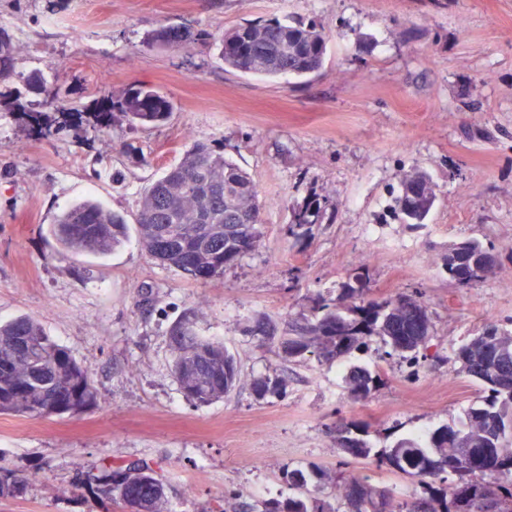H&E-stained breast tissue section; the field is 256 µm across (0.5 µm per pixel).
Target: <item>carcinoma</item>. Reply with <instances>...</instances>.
<instances>
[{
    "instance_id": "obj_1",
    "label": "carcinoma",
    "mask_w": 512,
    "mask_h": 512,
    "mask_svg": "<svg viewBox=\"0 0 512 512\" xmlns=\"http://www.w3.org/2000/svg\"><path fill=\"white\" fill-rule=\"evenodd\" d=\"M327 35L316 25H290L277 19L245 23L219 36L189 27H163L146 42L149 47L173 50L197 44L216 46L224 64L243 74L264 77L306 76L323 61ZM15 45L8 30L0 27V81L15 76ZM34 90L45 95V104L69 114L56 94L44 88L38 77L28 78ZM118 111L131 126H158L167 121L173 105L159 91L134 85L96 113L107 126L110 113ZM435 192L423 172L403 176L394 198L393 216L402 224L418 226L432 208ZM262 201L252 177L224 153L195 140L180 161L155 180L138 200L136 237L142 248L161 264L182 271L196 281L207 282L224 272L260 244ZM296 222L291 233L300 238L313 234L325 219L317 199L293 207ZM57 242L74 255L106 258L128 242L130 227L125 216L100 204L83 200L72 204L50 225ZM490 248L469 240L448 249L445 268L469 274L461 287L482 281L473 261ZM431 320L419 290L399 292L377 301L345 282L337 299L320 300L310 309L285 322L283 329L261 317L253 332L263 340L277 341L280 356L300 363L308 353L332 362L354 351L364 352L373 342L384 354L411 364L418 363L419 349L429 337ZM172 372L184 395L206 404L222 399L240 383L234 357L224 344L204 340L193 329L191 314L183 315L169 329ZM504 346L512 347V332L490 322L479 335L461 346L456 360L461 371L483 387L485 395L471 404L458 422L442 425L427 440H402L389 448L373 450L352 436L356 424L336 422V447L353 459H372L417 481L420 492L399 500L391 489L375 487L366 479L345 474L329 480L332 496L344 502L347 512H512V359L495 357ZM350 396L367 400L380 376L352 366L345 378ZM260 396L278 394L283 380L260 377L251 380ZM99 392L88 367L56 342L38 320L20 316L0 325V413L34 419L79 416L98 405ZM157 463L149 459L116 462L96 459L91 470L97 482L104 512L119 504L136 512H170ZM322 481L326 471L314 467L284 468V478L299 494L284 500L270 499L262 512H335L332 505L307 488L310 477ZM36 477L20 478L0 466V498L17 496Z\"/></svg>"
}]
</instances>
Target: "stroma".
<instances>
[{"mask_svg":"<svg viewBox=\"0 0 512 512\" xmlns=\"http://www.w3.org/2000/svg\"><path fill=\"white\" fill-rule=\"evenodd\" d=\"M270 19L325 30L318 71L263 78L225 67L212 50L145 45L164 26L218 35ZM0 27L17 46V75L0 83V322L38 319L99 390L97 408L79 417L0 413V464L34 478L0 499V512H101L84 475L107 455L157 462L173 512H209L221 499L246 512L288 496L286 465L344 467L412 496L415 480L345 461L329 431L342 416L385 448L457 422L482 394L455 353L485 318L512 319V0H0ZM34 72L73 108L69 129L29 89ZM135 84L170 97V120L132 128L116 112L100 128L104 99ZM192 139L249 173L266 202L260 245L238 264L201 283L133 240L99 259L50 234L86 198L135 223L144 188ZM413 171L437 195L416 227L391 213ZM312 194L335 220L299 241L288 233L291 207ZM466 240L500 258L470 288L439 262ZM360 256L369 264L359 276ZM355 276L380 301L421 289L432 325L420 367L390 360L365 401L350 397L344 376L374 367L381 344L293 364L249 331L258 316L281 324L317 296L336 298ZM189 311L197 335L224 343L242 377L281 376L284 392L261 397L245 385L189 402L168 345Z\"/></svg>","mask_w":512,"mask_h":512,"instance_id":"35a3bbf8","label":"stroma"}]
</instances>
